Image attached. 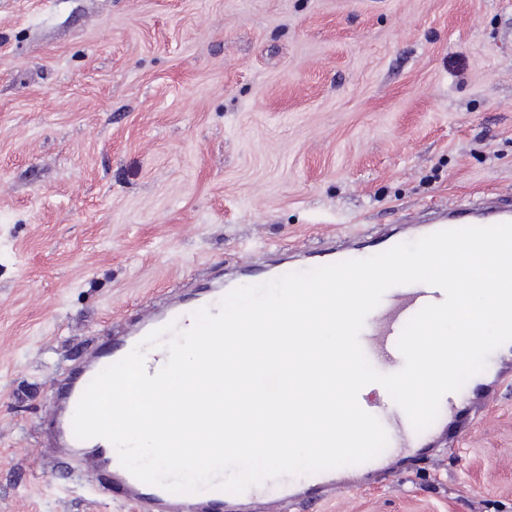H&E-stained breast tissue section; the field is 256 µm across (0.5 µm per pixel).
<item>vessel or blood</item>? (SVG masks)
I'll use <instances>...</instances> for the list:
<instances>
[{"label":"vessel or blood","mask_w":512,"mask_h":512,"mask_svg":"<svg viewBox=\"0 0 512 512\" xmlns=\"http://www.w3.org/2000/svg\"><path fill=\"white\" fill-rule=\"evenodd\" d=\"M504 222H512V194L495 193L470 208L437 212L432 228L439 231ZM223 295V289L210 288L197 305L173 298L162 308L147 307L131 326L108 334L96 350L64 377L53 380V400L49 409L51 444L75 471L88 477L100 497L132 503L142 508L143 512H224V503L230 500V493L204 488L191 494H175L143 483L121 465L118 453L110 442L102 438L77 439L72 429L78 400L97 373L127 355L151 331L170 323L184 328L188 317L198 306H217ZM444 298L442 289L422 283L386 291L361 340L368 360L377 365L397 363L401 358L397 341L406 322L425 305L442 302ZM455 404L454 394L443 396L439 416L429 431L416 432L407 422L399 426L391 421L385 422L390 447H433L436 434L447 431L451 425ZM292 495L293 491L287 483L269 482L261 488H248L240 498L268 507Z\"/></svg>","instance_id":"obj_1"}]
</instances>
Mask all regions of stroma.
<instances>
[{
	"instance_id": "35a3bbf8",
	"label": "stroma",
	"mask_w": 512,
	"mask_h": 512,
	"mask_svg": "<svg viewBox=\"0 0 512 512\" xmlns=\"http://www.w3.org/2000/svg\"><path fill=\"white\" fill-rule=\"evenodd\" d=\"M507 191L512 0H0V512H134L39 450L109 328ZM471 401L278 512H512V376Z\"/></svg>"
}]
</instances>
